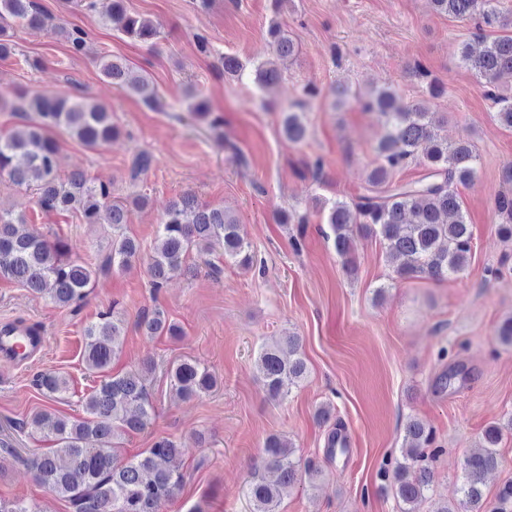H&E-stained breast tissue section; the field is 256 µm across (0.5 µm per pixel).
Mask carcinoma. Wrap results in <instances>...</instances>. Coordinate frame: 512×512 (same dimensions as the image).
Here are the masks:
<instances>
[{
  "mask_svg": "<svg viewBox=\"0 0 512 512\" xmlns=\"http://www.w3.org/2000/svg\"><path fill=\"white\" fill-rule=\"evenodd\" d=\"M441 14L472 19L477 28L512 27V14L497 9L492 0H432ZM106 20L122 35L139 41L156 39L153 23L127 11L125 0H111ZM44 15L36 0H0V57L14 51L15 27L38 28ZM70 51L81 54L87 47L80 28L64 30ZM272 58L260 63L253 82L260 88L279 84L281 64L297 54V45L280 23L269 27ZM462 64L480 80L484 89L498 88L512 80V37L484 40L475 54L468 45L460 51ZM101 75L110 84L124 88L150 106L161 98L155 84L145 76H130V67L110 55L99 57ZM334 105L341 107L353 99L376 112L384 129L375 152L378 163L368 172L364 193L350 200L334 201L326 216L334 234L336 254L350 266L351 236L356 228L381 238L386 254L401 278L423 275L442 280L461 273L472 253L473 232L462 213L456 183L474 180L478 155L467 142L448 144L441 131L448 119L436 116L419 103L405 102L395 86L373 88L355 96L347 84L332 88ZM188 111L208 121L212 128L221 125L200 94H187ZM500 122L512 127V99L494 95ZM13 112H30L33 119L0 136V175L17 187L35 191L36 204L51 212L76 211L87 224L112 226V250L108 263L123 269L140 259V244L126 233L127 209L112 200V185L97 183L82 171L63 177L58 170L59 144L50 133L64 130L83 145L100 149L122 134L105 106L86 97L27 91L16 94L10 105ZM282 132L292 143L307 138V125L301 113L289 111L282 120ZM421 159L427 169L424 180L401 183L396 173L408 163ZM501 219L498 231L512 238V196L502 194L494 201ZM22 215L0 206V275L38 294H45L56 306L79 308L91 292L96 270L70 256L64 240H50L37 231H23ZM157 243L148 260V272L159 288L172 276L186 269L190 253L209 255L215 247L224 257L243 269L253 266L250 244L240 234L238 220L222 207L201 206L187 194L174 202L157 225ZM140 328L147 336L179 335L178 326L157 307L141 316ZM83 361L86 368L100 375L99 383L83 401L84 416L63 419L47 413L31 417L30 425L47 433L54 447L24 460L36 480L51 494L67 501L73 512H160L163 502L174 498L183 485V474L174 465L183 449L162 437L138 455L124 458L123 437L141 432L153 421L152 405L142 375L130 371L110 375L108 369L117 354L124 323L111 311H102L84 329ZM257 366L272 399H282L299 386L307 374L300 340L285 336L262 347ZM170 383L182 398L198 396L217 385L204 367L185 360L170 370ZM37 385L49 395L68 390L67 379L55 372L38 375ZM512 431V417L504 425L484 430L483 444L463 463L462 480L456 503L437 507L434 512H485L482 484L484 475L499 464L496 447L503 430ZM403 461L391 476L396 497L406 505L403 512H415L432 482L430 461L441 452L432 447L433 432L419 420L405 425ZM262 466L276 474L268 481L255 476L245 489L250 512H277L280 488L297 481L301 466L292 444L278 436L264 447ZM0 512H42L21 500L0 498ZM491 512H512V483L496 496Z\"/></svg>",
  "mask_w": 512,
  "mask_h": 512,
  "instance_id": "1",
  "label": "carcinoma"
}]
</instances>
